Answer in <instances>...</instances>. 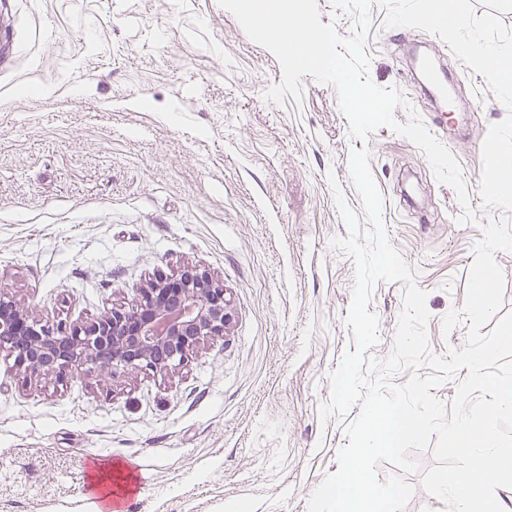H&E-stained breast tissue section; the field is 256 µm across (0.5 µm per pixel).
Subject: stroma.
<instances>
[{"mask_svg": "<svg viewBox=\"0 0 512 512\" xmlns=\"http://www.w3.org/2000/svg\"><path fill=\"white\" fill-rule=\"evenodd\" d=\"M387 16L373 0L370 78L427 121L414 57L446 66L467 204L392 129L352 138L333 85L306 75L301 101L266 100L281 66L218 0H0V291L82 325L194 264L233 317L166 376L62 384L0 356V512H96L91 468L121 460L145 478L130 512H308L360 413L319 417L354 346L355 262L332 246L347 228L328 182L360 209L353 150L369 151L389 239L427 295L431 352L465 346L473 246L502 216L482 203V144L507 110L439 37ZM404 292L374 286V359Z\"/></svg>", "mask_w": 512, "mask_h": 512, "instance_id": "stroma-1", "label": "stroma"}]
</instances>
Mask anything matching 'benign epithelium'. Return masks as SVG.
<instances>
[{
  "mask_svg": "<svg viewBox=\"0 0 512 512\" xmlns=\"http://www.w3.org/2000/svg\"><path fill=\"white\" fill-rule=\"evenodd\" d=\"M230 322L223 284L186 265L136 289L131 304L82 326L42 323L0 293V354L13 357L26 375L61 383L102 368L114 377L166 373L185 365L205 340L224 335Z\"/></svg>",
  "mask_w": 512,
  "mask_h": 512,
  "instance_id": "obj_1",
  "label": "benign epithelium"
}]
</instances>
